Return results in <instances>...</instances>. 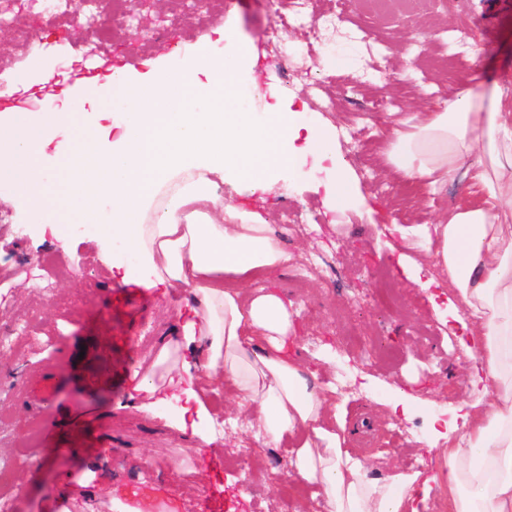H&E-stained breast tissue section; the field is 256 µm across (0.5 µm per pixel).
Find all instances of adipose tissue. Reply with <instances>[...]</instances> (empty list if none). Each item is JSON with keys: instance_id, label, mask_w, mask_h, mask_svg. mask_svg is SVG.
Instances as JSON below:
<instances>
[{"instance_id": "ef3b65f1", "label": "adipose tissue", "mask_w": 512, "mask_h": 512, "mask_svg": "<svg viewBox=\"0 0 512 512\" xmlns=\"http://www.w3.org/2000/svg\"><path fill=\"white\" fill-rule=\"evenodd\" d=\"M254 65L251 45L222 29L181 60L122 62L104 83L43 98L37 111H4L0 183L11 192L0 203L27 206L30 222L64 249L61 223L100 225L124 245L126 259L111 263L123 282L185 293L177 325L159 344L162 381L145 376L136 388L151 396L180 389L196 447L218 434L203 394L221 382L236 394L238 420L258 426V442L292 439L290 474L313 488L293 512L313 500L323 512H410L419 473L376 477L349 454L335 385L316 383L298 359L297 310L279 288L254 285L291 256L253 199L302 154L322 158L336 141L335 127L296 106L250 112L243 76ZM114 108L122 122L111 148L93 128L71 136L74 116ZM53 131L66 138L49 170L41 158ZM381 135L385 173L422 195L468 184V198L436 223L389 232L447 273L478 360L483 398L448 441V512H512V90L462 82L435 111L414 114L410 128L387 123ZM228 171L238 180L235 202L224 198Z\"/></svg>"}]
</instances>
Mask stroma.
I'll list each match as a JSON object with an SVG mask.
<instances>
[{
  "instance_id": "obj_1",
  "label": "stroma",
  "mask_w": 512,
  "mask_h": 512,
  "mask_svg": "<svg viewBox=\"0 0 512 512\" xmlns=\"http://www.w3.org/2000/svg\"><path fill=\"white\" fill-rule=\"evenodd\" d=\"M278 13L301 14L287 40L280 65L269 62L264 36ZM139 29L109 28L98 43L94 28L56 18L29 32L26 43L1 36L13 45L0 68V113L47 95H62L97 60L106 73L118 56L135 60L186 56L199 38L230 30L249 43L258 57L255 75L262 90L276 88L296 97L308 112L336 127L352 125L357 143L336 142V162L352 167L357 190L367 201L386 204L389 215L351 206L326 216L323 189L299 172H285L266 196L264 212L275 236L293 259L277 287L298 309V350L317 377L347 380L337 393L347 415L346 447L366 460L373 473L410 471L433 477L426 512H445V462L448 449L432 428L434 417L449 419L454 407L477 402L472 384L475 360L462 345L466 333L455 319L458 297L448 282L423 289L398 263L407 250L386 235L385 221L430 224L447 212L462 192L449 184L425 204L399 206L400 184L378 179L382 165L379 129L365 119L372 103L406 119L447 97L460 81L512 88V0H459L448 10L444 0L411 11L406 0H357L354 8L337 0H307L296 10L292 0H224L221 11L186 18L170 0H142L136 10ZM167 41L152 38L158 25ZM340 52L348 67L327 70L323 54ZM24 73L28 86L15 85ZM336 106L327 110L325 99ZM317 217L314 231L281 221L279 197ZM70 247L59 252L53 239L39 237L37 227L23 224L0 230V332L13 328L14 317L29 314L43 328L17 355L0 356V457L43 449L47 463L22 471L15 512H120L129 492L153 490L161 503L175 502L176 512H195L210 491L197 456L173 426L172 411L153 416L140 409L141 393L131 389L134 374H147L162 337L174 323L177 301L157 292L139 294L137 308H115L128 285L111 279L106 262L118 247L108 238L86 237L69 225ZM66 270L46 280L44 292L19 283L22 274L55 254ZM318 270H309L310 262ZM386 269L396 280L404 308L393 312L370 297L372 273ZM125 332L109 359L97 353L105 330ZM48 379L56 386L49 402L27 393L26 385ZM413 396L409 415L394 414V405ZM254 432L238 425L232 440L215 448L225 461V499L239 497L254 512H292L269 494V478L288 479L287 447L263 448ZM250 462H231L244 445Z\"/></svg>"
}]
</instances>
